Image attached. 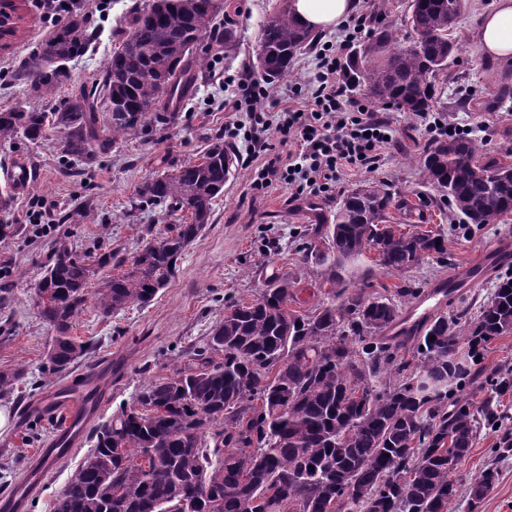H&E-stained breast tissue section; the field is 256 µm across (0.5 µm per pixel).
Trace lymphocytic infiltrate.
Masks as SVG:
<instances>
[{"instance_id":"f902f5d3","label":"lymphocytic infiltrate","mask_w":512,"mask_h":512,"mask_svg":"<svg viewBox=\"0 0 512 512\" xmlns=\"http://www.w3.org/2000/svg\"><path fill=\"white\" fill-rule=\"evenodd\" d=\"M371 14L345 24L342 39L317 50L313 80L298 84L288 98H272L261 79L248 71L226 80L234 117L225 138L240 142L244 160L256 163L251 189L262 193L285 186L292 200L332 196L342 170L374 171L393 129L380 113L350 99L338 80L341 53L367 32ZM289 146L288 155L277 145Z\"/></svg>"}]
</instances>
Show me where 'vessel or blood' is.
Instances as JSON below:
<instances>
[{
    "mask_svg": "<svg viewBox=\"0 0 512 512\" xmlns=\"http://www.w3.org/2000/svg\"><path fill=\"white\" fill-rule=\"evenodd\" d=\"M511 260L512 241L505 239L496 243L491 251L474 259L458 274L428 289L414 303L407 315L396 324V331L402 332L416 328L426 319L446 308L462 290L475 287L486 281L493 275L499 264ZM83 384V389L68 388L59 396L60 402L69 405L72 415L65 420L55 434L52 441L54 454L66 453L70 448L78 446L86 425L93 418L86 396L89 391L94 390L97 384L96 375H86ZM39 484V476H26L20 482L15 496L0 503V512H22L27 498L33 494Z\"/></svg>",
    "mask_w": 512,
    "mask_h": 512,
    "instance_id": "1",
    "label": "vessel or blood"
}]
</instances>
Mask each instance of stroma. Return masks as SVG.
Here are the masks:
<instances>
[{
    "mask_svg": "<svg viewBox=\"0 0 512 512\" xmlns=\"http://www.w3.org/2000/svg\"><path fill=\"white\" fill-rule=\"evenodd\" d=\"M35 2L23 0L25 22L10 47L0 52V109L25 106L48 112L54 103L97 84L106 60L122 42L128 29V11L136 0H96L93 22L100 28L97 39L83 57L71 62V78L52 103L31 98L22 85L8 77L16 62L54 29L53 20L45 18ZM287 3L223 0L221 22L234 32L235 41L223 49L205 40L203 50L211 56V65L197 76L175 120L152 124L139 137L112 145L97 154L79 175L66 174L57 132H48L36 143L19 139L0 144V181L19 160L31 172L27 189L15 192L12 209L0 212V224L21 227L18 236L0 242V259L11 262L12 275L6 284L13 290L11 303L0 309V321L12 324L10 340L0 341V370L22 367L28 373L26 384L0 399V405L11 413L8 430L0 433V498L13 492L19 481L35 470L43 479L28 512H53L56 498L90 449L91 442L86 439L59 458L39 454L40 449L49 447L59 426L52 411L64 385L79 384L82 374L97 372L96 396L101 407L96 418L101 421L121 403L132 402L146 382L187 367L191 346L208 336L215 321L222 318L225 304L253 298L266 276L301 277V304L314 305L312 293L317 285L304 277L300 238L316 224L332 221L336 198L293 202L287 189L279 185L264 194H254L251 169L242 164L218 199L212 223L186 249L167 288L148 306H132L109 315L101 314L96 305H88L72 335L94 344L92 356L78 359L64 374L42 371L54 331L39 316L35 285L56 240L66 239L72 251L80 255L96 257L112 250L129 258L143 247L147 227L161 230L170 224V217L161 210L131 211L132 198L163 166L195 161L209 140L223 136L224 123L229 119L224 110V78L253 64L262 22L283 11ZM493 3L466 0L455 30L460 46L458 60L450 79L438 82L436 109L446 122L470 128L472 138L511 164L512 63L483 56L476 49L479 16ZM386 116L398 146L382 154L375 171H344L342 191L350 193L374 180L392 184L419 204L410 213L393 212L394 222L442 232L448 260L443 263L428 258L401 274L377 269L370 276L355 279V287L374 297L406 285L428 289L458 273L502 236H512V215L479 228L464 223L440 193L425 184L417 164L434 132L410 113L391 107ZM36 199L44 201L53 215L57 228L52 234L35 236L27 220L26 213ZM78 207L87 211L84 223H67L66 214ZM499 438L493 427L480 425L467 462L452 475L459 491L448 512H512V453L495 454ZM486 468L497 469L499 480L476 508H469V478Z\"/></svg>",
    "mask_w": 512,
    "mask_h": 512,
    "instance_id": "stroma-1",
    "label": "stroma"
}]
</instances>
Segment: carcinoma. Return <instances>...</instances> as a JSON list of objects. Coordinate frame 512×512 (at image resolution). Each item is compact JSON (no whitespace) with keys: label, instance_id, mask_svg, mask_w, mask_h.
<instances>
[{"label":"carcinoma","instance_id":"carcinoma-1","mask_svg":"<svg viewBox=\"0 0 512 512\" xmlns=\"http://www.w3.org/2000/svg\"><path fill=\"white\" fill-rule=\"evenodd\" d=\"M221 0H163L137 6L121 50L105 63L94 91L51 112L0 110V143L31 142L55 129L69 163L83 166L106 142L133 138L173 110L208 64L197 53L223 11ZM465 0H411L408 35L382 28L343 67L346 87L414 115L434 111L438 77L460 52L454 36ZM86 13H72L11 73L29 94L50 101L67 83L66 64L96 39ZM319 35L288 11L263 22L254 67L271 86L292 74L297 52ZM110 136L100 138L98 104ZM419 163L426 184L444 193L466 223L481 227L512 212V165L465 136L438 139ZM237 171V155L215 138L200 157L145 183L135 210L182 213V223L152 234L127 260L112 251L97 264L131 267L89 290L88 256L57 243L36 285L40 316L56 332L42 372L69 371L93 353L70 336L92 299L108 315L147 305L175 277L186 248L211 223L214 200ZM411 210L389 185L346 195L333 222L311 229L300 252L324 268L319 287L336 300L296 310L298 279L270 275L250 301L224 306L194 364L144 385L90 434L93 448L71 475L54 512H448L458 487L449 475L473 448L476 416L462 394L475 358L512 332V274L502 275L477 314L439 313L400 341L383 337L399 317L387 297L350 288V262L401 274L426 258H445L442 235L400 229L390 209ZM24 368L0 371V398L26 381ZM512 381L485 378L481 407L496 425L498 398ZM498 472L470 477L475 506Z\"/></svg>","mask_w":512,"mask_h":512}]
</instances>
